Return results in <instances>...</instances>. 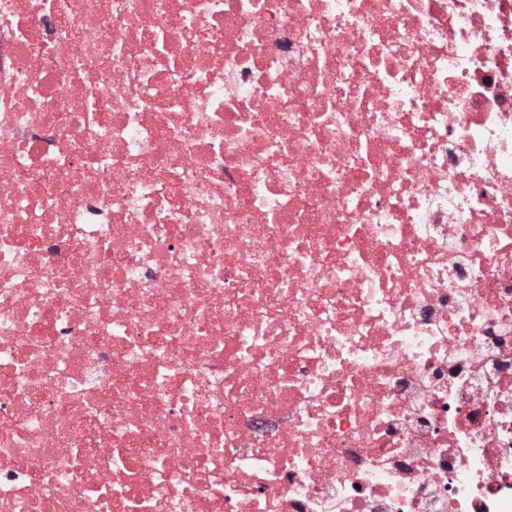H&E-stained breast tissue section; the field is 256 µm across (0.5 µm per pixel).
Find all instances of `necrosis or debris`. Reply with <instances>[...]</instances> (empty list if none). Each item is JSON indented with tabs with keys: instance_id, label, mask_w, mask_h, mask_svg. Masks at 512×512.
<instances>
[{
	"instance_id": "necrosis-or-debris-1",
	"label": "necrosis or debris",
	"mask_w": 512,
	"mask_h": 512,
	"mask_svg": "<svg viewBox=\"0 0 512 512\" xmlns=\"http://www.w3.org/2000/svg\"><path fill=\"white\" fill-rule=\"evenodd\" d=\"M0 512H512V0H0Z\"/></svg>"
}]
</instances>
